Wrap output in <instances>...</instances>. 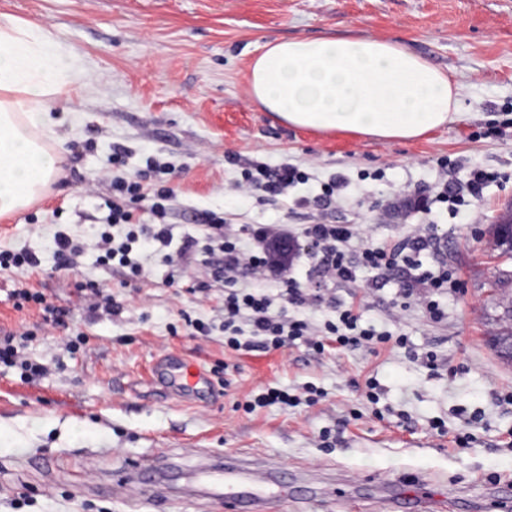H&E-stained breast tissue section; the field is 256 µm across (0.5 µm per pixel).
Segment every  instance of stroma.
Masks as SVG:
<instances>
[{"instance_id":"obj_1","label":"stroma","mask_w":512,"mask_h":512,"mask_svg":"<svg viewBox=\"0 0 512 512\" xmlns=\"http://www.w3.org/2000/svg\"><path fill=\"white\" fill-rule=\"evenodd\" d=\"M0 14L51 28L82 55L86 86L56 111L66 162L37 205L0 218V251L28 249L41 265L0 269V328L32 333L26 357L46 365L24 382L0 370V512H232L229 505L177 492L113 485L114 474L169 455L185 475L211 457L242 450L280 465L290 495L268 512H388L376 487L412 491L427 479L443 495L434 512H512V361L490 338L512 327V287L488 283L512 259L495 249L490 226L512 204V0H0ZM374 36L399 43L448 71L461 91L458 117L414 140H379L296 128L249 94L253 60L267 43L323 36ZM126 151L112 162L114 147ZM170 165L174 196L167 223L173 249L203 236L211 218L240 235L245 224L298 234L315 221L356 224L368 243L395 245L424 232L423 267L447 265L459 283L444 299L443 321L402 307V277L360 269L328 285L325 299L351 302L377 329L406 335L408 349L319 355L303 344L283 351L224 350V288L190 293L188 260H147L149 276L122 286L112 267L86 250L59 267L55 235L91 240L108 213L112 180L141 173L147 159ZM257 160L307 170L287 199L241 196L243 167ZM500 172L472 202L465 223L438 209H402L400 196L432 200L442 184L465 182L472 165ZM340 176L342 195L315 204L322 183ZM91 278L122 303L121 314H85L77 289ZM26 282L55 307L67 328L46 324L37 307L15 309L11 291ZM211 323L191 334L185 318ZM85 343L68 352L69 336ZM434 351L441 367L412 361ZM211 369L228 363L227 383L187 400L167 393L150 369L166 354ZM377 378L379 401L365 381ZM322 388L308 411L245 412L260 386ZM444 423V434L433 426Z\"/></svg>"}]
</instances>
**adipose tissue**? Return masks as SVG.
Segmentation results:
<instances>
[{"label": "adipose tissue", "mask_w": 512, "mask_h": 512, "mask_svg": "<svg viewBox=\"0 0 512 512\" xmlns=\"http://www.w3.org/2000/svg\"><path fill=\"white\" fill-rule=\"evenodd\" d=\"M84 85L77 49L40 24L0 17V217L36 203L59 175L53 102ZM250 90L293 127L413 140L455 119L460 86L404 46L362 36L268 44Z\"/></svg>", "instance_id": "ef3b65f1"}]
</instances>
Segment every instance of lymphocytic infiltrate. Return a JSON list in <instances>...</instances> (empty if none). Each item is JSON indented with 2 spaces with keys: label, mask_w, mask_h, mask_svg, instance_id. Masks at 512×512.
<instances>
[{
  "label": "lymphocytic infiltrate",
  "mask_w": 512,
  "mask_h": 512,
  "mask_svg": "<svg viewBox=\"0 0 512 512\" xmlns=\"http://www.w3.org/2000/svg\"><path fill=\"white\" fill-rule=\"evenodd\" d=\"M148 178L117 179L112 183V207L107 217L108 228L90 245L100 252L101 264L120 272L124 283L139 282L146 276L142 261L145 252L169 258L173 229L163 217L173 190L166 179L168 166L148 161ZM498 177L497 172L480 166L473 167L460 189L442 187L436 202L445 204L449 213L460 216L467 197H478L483 187ZM308 174L299 166L284 164L277 167L265 163L254 165L242 174L240 189L243 194L260 190L268 196H286L289 187L306 183ZM145 201L146 216L134 217L133 204ZM243 237H229L223 223H215L204 238L188 237L184 252L200 257L207 278L195 285L204 291L209 281L224 284V346L232 351L262 350L269 352L303 342L315 353H323L327 344L346 349H364L378 353L380 347L407 345L405 336L393 335L372 327H362L361 314L354 305H336L334 315L325 319L320 331H313L308 322L292 318L289 308L312 309L322 296L318 291L302 287L297 279L283 268L267 243L270 231L261 224H248ZM301 237L310 247V256L320 270L324 281H350L358 268L381 274L404 269L416 271L420 291L405 289L404 299L413 300L426 317L442 321L445 311L439 295L454 292L457 284L447 268L420 269L416 260L425 251L429 238L416 234L411 246L403 248L361 245L351 249L350 243L359 232L352 224L317 222L304 225ZM221 252V262H213L214 252ZM275 282L277 291H269L268 282Z\"/></svg>",
  "instance_id": "obj_1"
}]
</instances>
